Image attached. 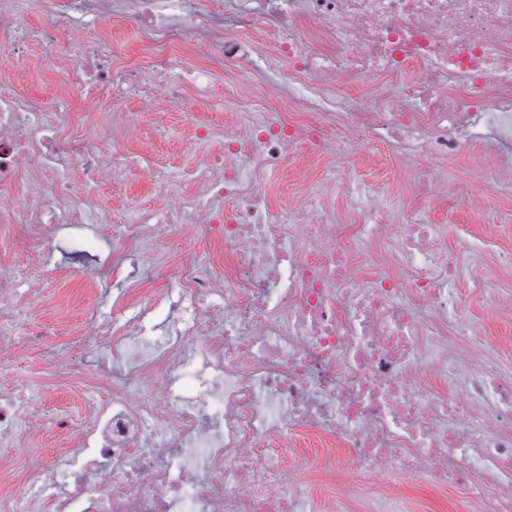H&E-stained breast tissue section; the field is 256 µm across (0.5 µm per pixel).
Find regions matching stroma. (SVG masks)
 I'll return each instance as SVG.
<instances>
[{
	"instance_id": "obj_1",
	"label": "stroma",
	"mask_w": 512,
	"mask_h": 512,
	"mask_svg": "<svg viewBox=\"0 0 512 512\" xmlns=\"http://www.w3.org/2000/svg\"><path fill=\"white\" fill-rule=\"evenodd\" d=\"M130 29L129 13L117 7L100 27L73 24L60 34L59 41L92 44L105 37L114 47L112 61L116 66H146L147 54ZM23 51L29 58V70L0 76V82L15 93L51 100L75 68V61L64 54L47 57L43 46L35 42L25 43ZM186 118L183 105L162 104L157 110L143 112L137 133L124 142L126 150L141 157L144 166L178 172L180 180L174 190H167L142 170L131 171L124 181L113 185L92 186L94 204L88 211L86 232L111 245L113 231L123 230L140 214L162 211L170 193L195 194L200 159ZM354 165L364 184L395 200L397 211L421 213L433 223L445 225L449 248H460L467 238H491V249L480 260L481 286H474L467 276L455 283L461 298L455 321L479 326L472 355L490 361L503 377L512 379V313L494 312L486 303L490 295L512 296V266H502L495 259L499 252L512 251V223H493L487 214L491 208L512 212V192L494 182L469 149L440 161V168L448 175L446 186L424 201L410 198L389 146L372 143ZM328 166L327 158L304 149L295 166L265 179L262 189L272 205L295 206L306 182L326 179ZM46 252L43 259L27 256L0 232V269L12 271L19 281L40 284L37 305L26 309L24 326L14 330L15 335L26 338L29 348L0 365V395L22 386L38 389L35 411L42 419L43 432L38 440L18 444L15 452L20 456L37 453L52 463L65 444L56 430L58 416H68L77 423L84 414L80 387L66 374L69 349L73 343L82 342V363L93 365L97 359L95 342L81 331L91 320L111 317L117 290L111 280H95L88 268L72 263L61 239H53ZM90 296L95 298V306L87 305ZM306 480L320 495L335 489L336 512H381L384 491L361 494L344 484H332L328 475L319 472L308 473ZM398 497L402 512H463L465 508L460 490L438 489L422 481L401 486Z\"/></svg>"
}]
</instances>
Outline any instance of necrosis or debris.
<instances>
[{
    "label": "necrosis or debris",
    "instance_id": "1",
    "mask_svg": "<svg viewBox=\"0 0 512 512\" xmlns=\"http://www.w3.org/2000/svg\"><path fill=\"white\" fill-rule=\"evenodd\" d=\"M185 3L136 0L146 70L107 67L100 45L51 102L0 91V222L38 254L67 228L72 257L92 260L100 239L80 230L90 200L65 171L83 160L90 181L112 182L139 115L126 113L122 137L96 153L63 112L66 97L107 86L114 103L148 109L189 87L193 106L212 110L224 106L217 83L262 79L220 152L207 150L212 127L190 120L206 149L199 193L171 195L165 224L140 221L113 239V277L130 268L134 287L158 288L149 302L118 301L111 321L87 325L111 363L102 380L75 364L86 412L77 425L58 419L70 444L56 464L11 454L13 439L37 431L32 396L0 398V476L24 478L16 512H334L335 501H316L310 470L359 487L424 479L468 491L469 512H512V381L472 360L477 327L460 330L453 355L441 352L460 270L480 278L477 250L449 249L445 226L421 215L390 223L388 199L346 164L366 143H387L425 198L442 181L433 160L469 147L489 158V173L511 170L512 0H234L237 13L279 32L268 52L214 36L207 0L190 13ZM111 7L60 0L41 31L47 53L70 13L91 27ZM192 36L206 58L189 66ZM280 74L295 94L288 110L272 112L265 103ZM404 75L405 97L375 87ZM353 79L372 92L344 95ZM304 147L329 158L330 177L292 208L272 206L226 163L243 157L272 174ZM338 188L350 202L343 224L327 204ZM176 224L223 244V255L158 265L154 249ZM377 242L392 245L393 269L375 261ZM304 432L330 450L284 452Z\"/></svg>",
    "mask_w": 512,
    "mask_h": 512
}]
</instances>
